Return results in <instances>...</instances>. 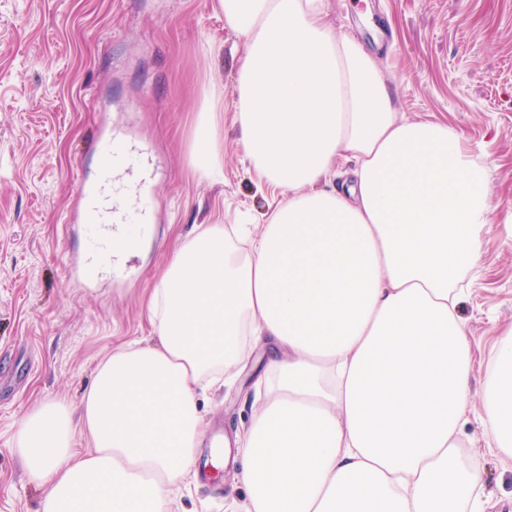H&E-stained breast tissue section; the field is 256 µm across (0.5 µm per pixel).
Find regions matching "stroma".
<instances>
[{"mask_svg":"<svg viewBox=\"0 0 512 512\" xmlns=\"http://www.w3.org/2000/svg\"><path fill=\"white\" fill-rule=\"evenodd\" d=\"M326 20L377 55L400 112L453 124L492 170L497 223L459 306L476 355L489 361L512 325V0H328ZM246 49L214 0H0V512L38 510L40 493L10 446L20 416L52 398L79 411L100 359L150 335L152 290L187 233L274 208L229 121L223 179L193 162L200 90L232 116ZM106 133L142 151L115 203L134 213L149 199V233L140 251L88 278L86 226L72 216ZM202 402L208 436L233 435L248 418L238 391L210 390ZM487 440L475 421L463 437L489 512H512V459ZM244 495L231 461L192 483L183 502L227 512Z\"/></svg>","mask_w":512,"mask_h":512,"instance_id":"obj_1","label":"stroma"}]
</instances>
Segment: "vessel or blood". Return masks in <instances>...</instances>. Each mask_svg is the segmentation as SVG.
<instances>
[{
    "mask_svg": "<svg viewBox=\"0 0 512 512\" xmlns=\"http://www.w3.org/2000/svg\"><path fill=\"white\" fill-rule=\"evenodd\" d=\"M98 150L103 158V164L96 184L90 186L82 183L78 189L85 200L82 218L89 224L87 243L90 255L87 264L100 269L112 263V239L100 232L99 223L108 220L115 224H143L147 218L138 213L124 215L105 206L102 192L111 185L113 173L131 169L136 159L123 141L109 135L100 139Z\"/></svg>",
    "mask_w": 512,
    "mask_h": 512,
    "instance_id": "b4317fda",
    "label": "vessel or blood"
}]
</instances>
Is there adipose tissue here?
<instances>
[{"label":"adipose tissue","instance_id":"ef3b65f1","mask_svg":"<svg viewBox=\"0 0 512 512\" xmlns=\"http://www.w3.org/2000/svg\"><path fill=\"white\" fill-rule=\"evenodd\" d=\"M247 44L234 124L265 223L188 235L153 290L152 334L99 362L79 414L19 419L11 446L39 512H171L206 442L199 394L232 386L262 347L232 512H485L462 435L479 420L512 458V327L476 360L457 313L495 222L492 171L439 120L394 105L378 60L326 0H216ZM218 108L196 167L223 175ZM88 440L90 450L78 448Z\"/></svg>","mask_w":512,"mask_h":512}]
</instances>
